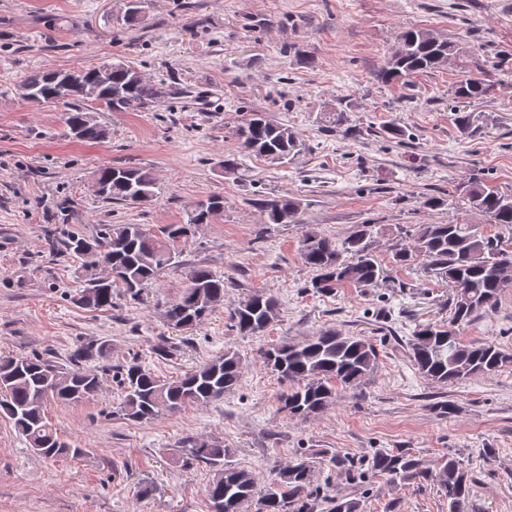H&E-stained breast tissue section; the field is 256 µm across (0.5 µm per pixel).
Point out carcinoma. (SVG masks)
I'll return each instance as SVG.
<instances>
[{
	"label": "carcinoma",
	"mask_w": 512,
	"mask_h": 512,
	"mask_svg": "<svg viewBox=\"0 0 512 512\" xmlns=\"http://www.w3.org/2000/svg\"><path fill=\"white\" fill-rule=\"evenodd\" d=\"M454 44L423 28H410L399 38L395 51L385 59L377 78L385 83L412 79L449 66ZM96 68L83 67L78 79L64 86L73 70L38 71L28 75L21 86L38 104L62 103L67 107L65 123L73 136L87 142L107 137L90 109L98 106L110 112L141 111L158 104L167 94L165 83H151L133 66L111 64L110 83L96 84ZM492 84L479 77L457 81L453 95L467 107L487 98ZM235 135L245 152L272 159L288 156L297 147L296 133L265 113L253 111L236 127ZM107 192L98 198L108 203H136L140 195L151 201L160 187L152 171L144 168L106 167L97 172ZM473 208L489 216L512 233V193L480 180L470 182L467 191ZM269 224H297L302 211L300 199L284 191L258 201ZM224 213V197L209 196L196 201L186 212V222L168 224L156 234L142 224H104L92 238L69 234L62 252L75 263L83 289L74 300L93 309H109L117 289L135 299L153 285L160 273L179 257L180 245L192 235L193 227L209 224ZM374 225L359 224L338 242L316 231L303 236L301 263L313 272L314 292H331L352 285L369 288L387 278L376 253ZM424 258L440 277L454 288L464 281L468 288L448 298L450 317L446 323L418 325L407 342L409 355L418 372L428 380L446 386L496 371L512 362V353L493 344L460 342L456 330L479 314L493 308L501 295L512 289V252L500 236L480 232L474 224H422L414 246L394 244L393 260L403 267ZM224 300V276L206 266L190 272L189 285L176 303L165 311L167 324L194 328ZM278 299L266 293L248 295L234 309L231 328L241 336L264 331L280 317ZM109 350L105 342L79 347L63 365L38 354L0 359V412L25 438L31 451L46 460L76 458L85 449L60 438L46 417L52 402H81L101 388L98 371L87 361ZM264 363L289 384L279 397V410L290 418L306 420L325 412L339 396V387L360 384L375 371L378 353L364 336H349L334 329L319 332L300 342H283L262 353ZM243 360L234 350L197 366L177 380H162L132 359L117 367L116 379L123 394L119 407L124 419L146 423L163 414H173L189 405H206L224 398L240 385ZM231 449L222 444L188 440L180 446L182 466L203 464L212 477L207 486L211 512H314L319 502L329 504L328 512H360V500L329 496L313 485L310 461L305 455L280 468L268 482L251 471L228 464ZM328 464L355 476L361 461L328 454ZM368 469L391 483L436 478L448 499V512H469V472L457 457H442L426 465L407 449L377 450L368 458Z\"/></svg>",
	"instance_id": "obj_1"
}]
</instances>
